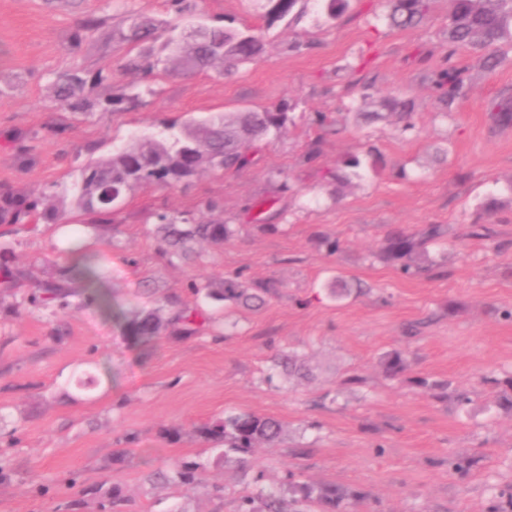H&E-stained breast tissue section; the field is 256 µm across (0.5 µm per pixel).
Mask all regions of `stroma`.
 Here are the masks:
<instances>
[{
	"label": "stroma",
	"instance_id": "obj_1",
	"mask_svg": "<svg viewBox=\"0 0 512 512\" xmlns=\"http://www.w3.org/2000/svg\"><path fill=\"white\" fill-rule=\"evenodd\" d=\"M131 12L173 18L168 0H0V188L49 190L164 122L283 104L290 120L248 169L135 190L110 229L82 227L80 254L71 226L0 224V259L26 272L0 288V512H112L116 498L121 512H236L258 470L267 487L292 477L358 491L355 512H488L512 490V412L498 405L512 391V123L491 117L512 99V52L493 70L466 48L446 60L448 0L408 29L387 25L380 0H351L328 23L308 4L270 29L252 0H198L199 19L262 33L263 58L224 77L117 69L91 97L152 94L117 112L57 109L56 76L118 59L108 32ZM90 14L106 24L71 52L66 36ZM450 62L467 93L445 116L431 79ZM358 77L375 98L407 100L413 130L357 116L341 90ZM161 212L211 215L232 235L170 263ZM428 224L455 233L429 246L424 272L380 258L390 231ZM101 249L116 307L167 318L195 306L198 332L165 331L145 349L78 277L66 310L32 307L58 266ZM232 274L275 289L257 310L194 291ZM393 351L408 363L398 378L381 366ZM231 412L281 420L280 442L254 448L247 466L222 456L201 429ZM476 451L479 470L449 471V455ZM196 463L197 484L155 477Z\"/></svg>",
	"mask_w": 512,
	"mask_h": 512
}]
</instances>
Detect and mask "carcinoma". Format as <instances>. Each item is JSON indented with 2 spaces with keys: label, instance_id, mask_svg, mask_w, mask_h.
I'll return each instance as SVG.
<instances>
[{
  "label": "carcinoma",
  "instance_id": "cac0c4a2",
  "mask_svg": "<svg viewBox=\"0 0 512 512\" xmlns=\"http://www.w3.org/2000/svg\"><path fill=\"white\" fill-rule=\"evenodd\" d=\"M262 10L266 28L288 19L300 0H254ZM316 15L334 19L341 15L350 0H312ZM434 0H383L386 18L392 28L415 27L429 14ZM175 20L158 25L151 19L129 14L127 24L111 30L109 39L126 48L119 67L124 70H142L149 73H168L177 68L186 71L216 70L220 75L232 73L244 64L258 61L265 51L262 38L251 29L204 24L206 40L201 53L173 50L179 22L195 14L197 0H171ZM100 19L89 15L68 37L69 47L77 50L90 33L98 28ZM512 47V0H448V54L459 48L484 53L487 68L494 69L504 61L502 45ZM112 80V63L94 72L75 68L56 78L51 87V98L67 112L90 114L99 109L117 111L124 103L134 104L144 93L152 94L150 87H137L117 97L93 99L89 89ZM438 101L444 109L451 108L466 95L461 71L448 65L435 74L433 80ZM390 114L404 121L403 129L413 128L408 121V104L398 98L379 101ZM289 121V108H248L240 112H214L200 122L179 125L167 123L157 133L131 134L122 144L112 148V154L102 160L89 161L78 168L73 180L62 189L51 193L61 204L77 211L82 224H112L126 204L129 195L138 187L156 185L173 188L182 185L200 173L239 171L252 164L258 143L278 137ZM112 191V203L103 204L101 198ZM47 195H22L11 191L0 192V224H29L37 214L47 216L42 208ZM158 233L164 246L161 254L167 261H189L194 256V245L200 241L222 244L232 234L229 225L219 221L196 222L185 216L167 213L157 215ZM446 234L440 224H428L417 233H396L386 240L382 250L384 259L401 262V269L409 273L419 269L418 262L429 245ZM71 267L58 269L56 276L44 282L33 304L45 309L67 306L70 296ZM85 287L95 289L106 279L105 268L93 264L85 267ZM271 283L247 284L239 275L228 276L209 288L205 297L229 301L242 307H256L264 303V295ZM113 316L125 320L129 335L145 346L153 344L165 328L162 320L148 314L128 318L114 311ZM200 313L195 308H181L169 321L171 333L192 336L198 330ZM404 358L398 353L385 360V369L392 377L406 371ZM283 423L275 418L254 413H241L208 424L202 433L217 446L222 454H237L243 463L261 443L273 445L281 437ZM481 457H451L448 466L456 471L478 467ZM262 472L252 478L256 491L246 492L238 499L237 512H287L284 494L308 504L311 508H332L348 512L358 495L334 485L314 486L289 480L286 487L266 488L261 485Z\"/></svg>",
  "mask_w": 512,
  "mask_h": 512
}]
</instances>
